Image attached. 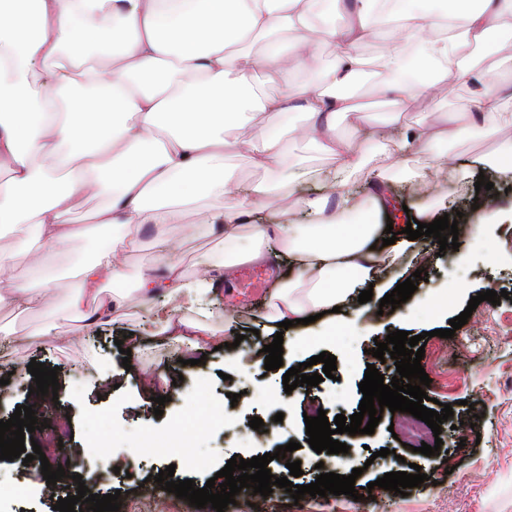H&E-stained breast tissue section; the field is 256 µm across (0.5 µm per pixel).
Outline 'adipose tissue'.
<instances>
[{
  "label": "adipose tissue",
  "mask_w": 512,
  "mask_h": 512,
  "mask_svg": "<svg viewBox=\"0 0 512 512\" xmlns=\"http://www.w3.org/2000/svg\"><path fill=\"white\" fill-rule=\"evenodd\" d=\"M358 2L348 16L343 0H0V229L34 225L55 254L82 241L79 297L105 322L124 295L104 299L102 285L121 281L143 225H158L164 274L141 288L163 295L157 333L190 356L226 338L182 309L206 307L239 267L267 262L271 248L287 256L290 273L268 287V344L279 322L345 306L369 286L394 287L372 250L385 227L365 217L379 204L366 210L344 194L334 206L325 197L302 200L315 216L310 224L260 219L253 189L224 169L230 149L269 171L287 160L283 138L294 132L331 160L328 186L348 185L366 168L381 186L383 165L353 147L361 108L343 93L364 65L359 46L372 39L383 44L376 64L390 77L375 93L397 111L454 81L470 91L473 125L498 126L500 105L512 103V0ZM291 31L288 48L257 54L248 46ZM328 37L338 42L335 61L317 84L300 81L313 45ZM474 46L485 47L484 60H472ZM259 112L278 125L242 133ZM339 115L349 128L336 125ZM45 155L53 167L38 165ZM399 166L417 191L455 175L445 154L428 163L405 157ZM102 193L108 200L91 213V227L73 223ZM231 194L236 202L209 226L224 238L223 263L186 276L177 259L183 205ZM44 267H32L28 287L0 281V307H39L56 285Z\"/></svg>",
  "instance_id": "adipose-tissue-1"
}]
</instances>
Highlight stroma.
I'll list each match as a JSON object with an SVG mask.
<instances>
[{
	"label": "stroma",
	"instance_id": "obj_1",
	"mask_svg": "<svg viewBox=\"0 0 512 512\" xmlns=\"http://www.w3.org/2000/svg\"><path fill=\"white\" fill-rule=\"evenodd\" d=\"M380 50L377 42L361 49L366 66L352 92L368 132L357 137V146L388 164L397 149L394 138L380 137L384 124L393 122L400 128L436 125L442 113H457L459 134L443 149L453 157L462 181L454 186L437 182L434 195L459 199L460 211H467L465 188L475 183L470 176L473 161L493 156L502 144L512 141V107L504 106L501 123L493 132L472 126L473 103L462 86L440 89L429 106L393 113L388 103L370 92L382 79L374 66ZM330 193L329 187L311 178L293 187L281 184L276 191L260 195L258 202L264 214L287 210L295 223L308 224L312 215L296 209L295 200ZM218 208L217 202L206 201L186 209L179 248L186 274L224 259L221 236L204 232ZM155 235V227L145 225L140 246L125 257V277L119 289L126 304L114 323H93L72 310L78 288L68 267L81 253L77 242L68 253L49 260V274L61 277L62 285L49 291L41 307L23 313L0 308V328L10 333L7 342L0 344V420L9 419L17 406L27 404L34 383L28 375L30 361L58 370V401L43 416L53 426L65 415L70 423L62 445H43L45 457L62 453L85 463L87 472L102 471L95 490L101 495L118 493L119 512H158L154 498L144 494L142 485L148 475L166 466H174L175 478L194 480L201 488L214 477L215 467L233 456L262 455L292 440L299 445L295 457L302 469L297 484L314 482L322 471L348 475L360 469L355 489L361 499H346L343 512H512V224L466 225L458 236V252L466 258L462 264L449 262L437 239L422 236L417 240L433 258L426 267L427 280L418 281L409 299L414 318L407 328L416 335L429 332L421 361L431 380L426 393L452 404L454 411L451 421L441 426V451L430 457L394 439L387 418L380 420L373 434H340L339 442L349 447L345 454H319L306 442L303 414L310 405L326 410L331 419L357 413L363 398L359 384L367 364L374 362L371 350L376 339L386 338L392 324L390 317L379 315V298H372L367 310L354 313V326L329 322L319 327L311 343L292 348L282 368L268 371L258 366L244 374L232 372L225 380L220 375L223 351L207 349L202 363L184 365L179 352L154 335L152 311L160 298L143 295L137 286L155 268L151 246ZM0 252L11 256L0 267V279L27 284L29 268L41 253L34 228L1 233ZM501 289L508 296L499 305L481 302L453 337H437V330L447 328L449 320L467 308L471 296ZM265 310V299L245 298L230 302L222 311L205 312L201 320L220 327L226 315L238 314L233 331L242 335L241 345L249 351L257 341V331L265 327ZM124 347L130 348V358L122 357ZM324 351L336 358V379L283 393L285 370ZM107 370L117 373L119 386L106 392L100 378ZM146 372L155 376L153 398L139 411H131L128 402L135 398L139 378ZM233 393L238 394V402L230 401ZM158 396L167 399L159 416L154 413ZM471 404L478 405L477 414L468 413ZM208 410L223 413V422L205 418ZM279 412L284 415L280 421L275 418ZM254 416L263 420V430L250 427ZM148 435L180 437L190 445L191 453L144 452L136 465L122 471L129 452ZM383 448L388 451L384 458L379 455ZM409 463L421 466L427 474L421 486L404 496L376 487L377 478L404 470ZM70 483L64 477L55 487H48L37 459L26 465L17 459L0 460V512H53L58 499L69 496Z\"/></svg>",
	"mask_w": 512,
	"mask_h": 512
}]
</instances>
